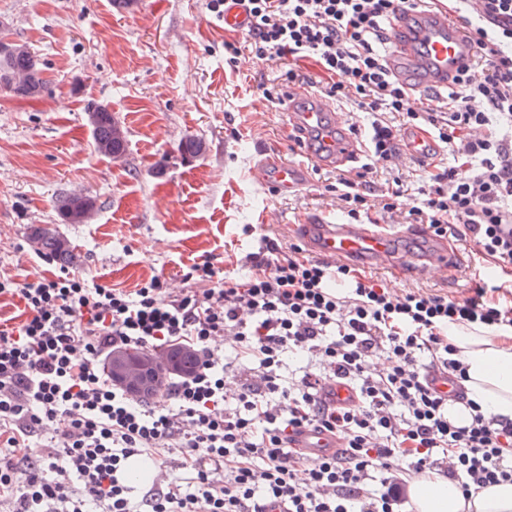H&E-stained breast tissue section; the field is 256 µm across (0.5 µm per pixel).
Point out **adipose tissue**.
<instances>
[{"label": "adipose tissue", "instance_id": "adipose-tissue-1", "mask_svg": "<svg viewBox=\"0 0 512 512\" xmlns=\"http://www.w3.org/2000/svg\"><path fill=\"white\" fill-rule=\"evenodd\" d=\"M448 341L467 368L464 388L469 401L512 422V330L452 323ZM409 497L412 512H512V482L466 497L455 482L429 474L411 482Z\"/></svg>", "mask_w": 512, "mask_h": 512}]
</instances>
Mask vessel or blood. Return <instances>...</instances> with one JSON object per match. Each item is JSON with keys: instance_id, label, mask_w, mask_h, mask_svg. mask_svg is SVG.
Returning <instances> with one entry per match:
<instances>
[{"instance_id": "obj_1", "label": "vessel or blood", "mask_w": 512, "mask_h": 512, "mask_svg": "<svg viewBox=\"0 0 512 512\" xmlns=\"http://www.w3.org/2000/svg\"><path fill=\"white\" fill-rule=\"evenodd\" d=\"M395 37L388 49L389 73L414 95L453 85L461 70L472 66L478 47L469 32L442 0L399 9L389 20ZM288 130L303 144L302 161L261 153L251 167L252 181L266 191L288 196L312 189L313 167L340 170L350 167L366 152V145L344 113L307 87L290 90ZM402 159L434 155L433 137L416 127L404 132ZM307 250L333 263L367 269H390L413 278H424L448 267V242L429 239L419 249L399 251L396 243L415 237V228L377 224H337L319 214L298 219L292 226Z\"/></svg>"}]
</instances>
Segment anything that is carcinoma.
<instances>
[{
	"mask_svg": "<svg viewBox=\"0 0 512 512\" xmlns=\"http://www.w3.org/2000/svg\"><path fill=\"white\" fill-rule=\"evenodd\" d=\"M43 68L38 56L24 44H10L7 35L0 36V90L15 97L32 98L41 94L44 87ZM88 122L96 151L115 160L126 155L128 141L126 130L112 110L98 103L87 106ZM205 150L203 142L195 138H184L176 151L185 160L199 157ZM96 210L94 198L82 193L61 196L56 204L57 221L60 224L86 223V218ZM31 247L60 265L74 261L69 240L51 227H36L29 235ZM170 359L180 366V374L191 373L198 362L197 354L184 351L183 346L174 345L165 351Z\"/></svg>",
	"mask_w": 512,
	"mask_h": 512,
	"instance_id": "carcinoma-1",
	"label": "carcinoma"
}]
</instances>
